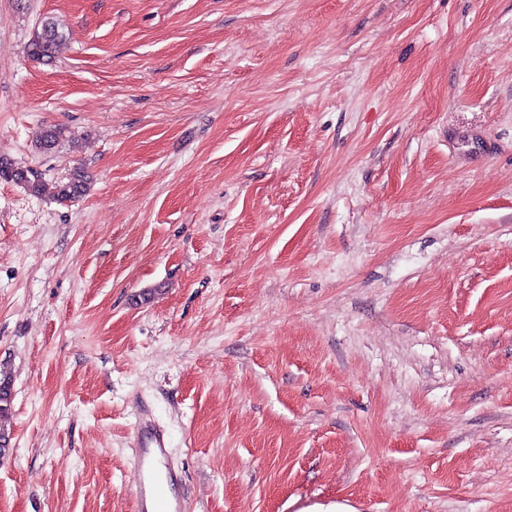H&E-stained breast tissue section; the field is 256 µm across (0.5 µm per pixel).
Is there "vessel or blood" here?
<instances>
[{
	"label": "vessel or blood",
	"instance_id": "1",
	"mask_svg": "<svg viewBox=\"0 0 512 512\" xmlns=\"http://www.w3.org/2000/svg\"><path fill=\"white\" fill-rule=\"evenodd\" d=\"M132 472L133 512H187L175 491L180 474L170 462L168 434L147 408L136 419Z\"/></svg>",
	"mask_w": 512,
	"mask_h": 512
}]
</instances>
